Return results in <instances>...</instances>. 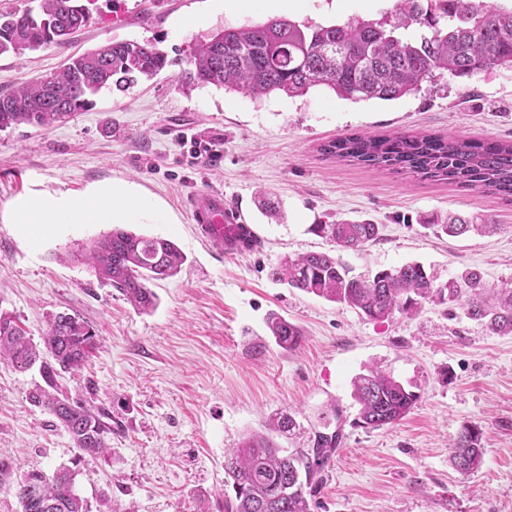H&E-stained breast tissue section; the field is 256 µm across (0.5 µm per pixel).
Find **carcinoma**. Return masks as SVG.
<instances>
[{
    "mask_svg": "<svg viewBox=\"0 0 512 512\" xmlns=\"http://www.w3.org/2000/svg\"><path fill=\"white\" fill-rule=\"evenodd\" d=\"M92 6L90 0H38L36 10L1 12L0 55L21 56L44 45L68 43L72 31L90 22ZM189 63L192 69L182 81L185 91L210 84L253 98L274 93L296 97L325 86L344 99L390 101L419 92L423 83L446 72L462 77L512 68V8L491 0H394L376 20L300 25L281 16L225 27L196 42ZM167 65V54L150 40L110 41L73 55L59 70L0 95V131L22 124L50 127L84 110L89 96L101 88L113 84L124 89ZM322 151L512 200V141L447 139L424 132L351 133L324 145ZM425 228L437 236L458 237L493 225L453 217ZM313 231L327 237L338 251L360 250L381 236V226L369 220L317 224ZM224 240L239 251L258 243L243 224L235 225ZM81 258L99 281L142 311L156 306L157 296L148 283L174 276L185 261L170 240L122 228L92 241ZM270 277L376 321L396 312L413 313L425 302H461L469 318L484 322L495 334L512 335V288L492 287L472 269L442 285L416 262L356 276L341 256L320 252L287 258L271 269ZM267 326L280 347L292 350L300 345L301 330L285 318L271 317ZM95 346L94 328L76 315H53L39 347L13 317L0 313V360L23 371L39 365L42 383L29 392L30 402L48 411L81 454L92 459L104 458L111 450L112 416L103 407L94 408L61 391L58 377L79 370ZM353 396L359 423L371 429L396 424L419 399L381 370L357 376ZM331 425L329 416L320 417L319 428L309 436V448L291 454L271 436L246 437L224 458V483L233 490V496H224V512H310L306 489L341 441L339 430ZM296 428L289 414L269 423V430L280 434ZM451 456L463 474L479 469L484 461L480 431L463 428ZM11 478V464L0 460V485L13 490L20 512H91L75 493V475L66 468L51 476L32 469L14 485Z\"/></svg>",
    "mask_w": 512,
    "mask_h": 512,
    "instance_id": "1",
    "label": "carcinoma"
}]
</instances>
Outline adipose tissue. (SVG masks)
<instances>
[{"label":"adipose tissue","instance_id":"ef3b65f1","mask_svg":"<svg viewBox=\"0 0 512 512\" xmlns=\"http://www.w3.org/2000/svg\"><path fill=\"white\" fill-rule=\"evenodd\" d=\"M141 213L137 199L125 188L113 187L106 194L62 205L31 203L22 206L18 221L22 224H132Z\"/></svg>","mask_w":512,"mask_h":512}]
</instances>
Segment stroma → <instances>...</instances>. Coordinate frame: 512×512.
Listing matches in <instances>:
<instances>
[{"mask_svg":"<svg viewBox=\"0 0 512 512\" xmlns=\"http://www.w3.org/2000/svg\"><path fill=\"white\" fill-rule=\"evenodd\" d=\"M393 0H305L300 24L380 18ZM93 19L69 43L0 55V90L56 71L67 57L109 41L152 40L168 56L158 75L126 91L104 88L86 110L44 129L0 131V313L41 343L49 315L87 321L98 336L85 367L59 387L107 408L119 428L108 459L80 457L70 436L27 393L37 369L0 362V460L13 480L30 469L75 471V490L134 512H224V454L276 415L300 428L279 436L307 449L321 413L337 412L341 443L310 490L311 512H512V335L489 332L456 302L371 321L355 310L271 280L283 259L329 252L314 224L369 220L381 237L342 252L357 273L421 263L436 283L467 269L512 287V203L410 172L322 154L349 132L435 133L512 141V68L443 75L392 101L353 102L316 88L300 97L252 99L180 77L195 42L227 26L265 22L257 6L219 0H96ZM194 14L187 34L173 24ZM216 145L192 162L182 134ZM114 184L141 206L131 232L160 236L186 256L181 271L152 282L143 312L103 285L73 255L108 224H21L19 202L79 200ZM219 189L241 209L260 245L221 254L197 235L189 199ZM461 216L490 234L434 236L430 224ZM297 324L298 348H279L270 314ZM381 368L420 398L397 424L357 425L352 382ZM482 433L481 468L461 474L450 446L464 426Z\"/></svg>","mask_w":512,"mask_h":512,"instance_id":"35a3bbf8","label":"stroma"}]
</instances>
